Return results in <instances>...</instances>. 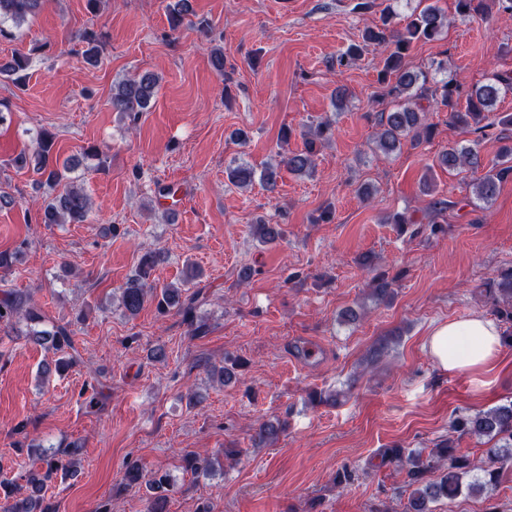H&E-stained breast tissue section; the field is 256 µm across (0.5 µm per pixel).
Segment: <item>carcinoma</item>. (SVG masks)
I'll return each mask as SVG.
<instances>
[{"mask_svg": "<svg viewBox=\"0 0 512 512\" xmlns=\"http://www.w3.org/2000/svg\"><path fill=\"white\" fill-rule=\"evenodd\" d=\"M42 0H0V38L12 37V32L4 27L11 21L19 24L38 14ZM497 11L512 15V0H456V12L463 21L487 18L492 6ZM189 13L187 0H177L168 6V23L172 31L177 30ZM395 12L388 10L381 17L380 24L368 28L362 34L363 44H352L336 59L341 67H349L361 56L369 45L391 44L393 51L384 59L378 83L382 87L379 98L390 99L393 108L380 113L379 131L375 148L389 155L400 150L403 142L429 140L434 126L427 122L426 112L433 106L448 111L452 124L467 132L478 135L469 146H448V151L440 157V163L448 170H461L480 166V140L484 137L489 114L495 111L497 101L512 93V74L495 73L485 82L468 89L454 79H437V75L448 72L447 62H432L426 68H413L407 60L410 45L418 40L440 39L450 25L448 18L432 4L419 0L408 17L404 28L393 24ZM85 43L83 57L90 66L101 61V40L94 31H86L82 38ZM30 64V57L16 54L0 63V74H5L16 83L24 78ZM158 79L151 72L124 80L112 89V108L124 114L133 123L139 121L143 113L150 111L157 94ZM333 135L330 121H322L306 133L305 149L285 155L280 160L289 172L308 175L316 166V141H326ZM33 153L21 152L12 162L19 168L30 167L44 178L42 184L51 188L52 193L44 201L41 222L44 224H82L87 220L91 202L84 190L68 177L72 170L73 158L64 160L54 154V136L41 131L35 139ZM230 183L247 187L255 180V172L246 165H238L227 171ZM512 179V142L499 147L497 162L473 185L472 196L478 202L490 203L497 195L500 185ZM254 235L263 245L276 242L282 235L277 224H256ZM161 260L157 250H147L141 256L134 274L122 288L121 306L129 316H135L145 302L151 300L163 313L174 309L182 316L189 334L200 336L203 325L197 323L196 294L183 295L184 289L178 284H168L157 288L150 281L152 271ZM393 280L381 274L372 278L373 298L378 301L392 297ZM484 292L496 318L507 325L502 336L503 342L512 343V266L498 271L496 278L488 280ZM26 323V329L17 327ZM47 320L37 307L30 294L20 290H6L0 293V326L15 329L17 335L28 342L52 350L60 357L56 366L64 369L76 365L80 353L75 347L71 323H53L46 328ZM288 427V422L278 425L264 423L255 429L253 440L265 445L276 440ZM450 436L436 443L428 456L403 448L387 451L390 461L406 469L409 490L406 512H435L434 504L440 500L449 502L461 494L483 493L499 483L502 469L512 465V400L485 411H477L454 417L449 425ZM474 437L492 442L486 458L470 457L455 453L456 438ZM83 444L76 441L52 452L43 451L40 461L46 467L45 473L36 469L28 471L16 480L0 481V512H53L43 506L46 480L58 470L71 475L77 474L81 463ZM182 468L194 474H209L210 461L195 453L182 458ZM123 480L128 487L147 484L146 512H167V492L174 487L171 475L156 472L148 481H143L142 470L137 464L129 465Z\"/></svg>", "mask_w": 512, "mask_h": 512, "instance_id": "1", "label": "carcinoma"}]
</instances>
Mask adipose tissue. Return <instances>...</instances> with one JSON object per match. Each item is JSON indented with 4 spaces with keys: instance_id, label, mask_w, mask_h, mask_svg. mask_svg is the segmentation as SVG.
Returning <instances> with one entry per match:
<instances>
[{
    "instance_id": "ef3b65f1",
    "label": "adipose tissue",
    "mask_w": 512,
    "mask_h": 512,
    "mask_svg": "<svg viewBox=\"0 0 512 512\" xmlns=\"http://www.w3.org/2000/svg\"><path fill=\"white\" fill-rule=\"evenodd\" d=\"M500 336L493 320L475 314L436 326L429 334L427 348L442 370L475 372L496 359Z\"/></svg>"
}]
</instances>
